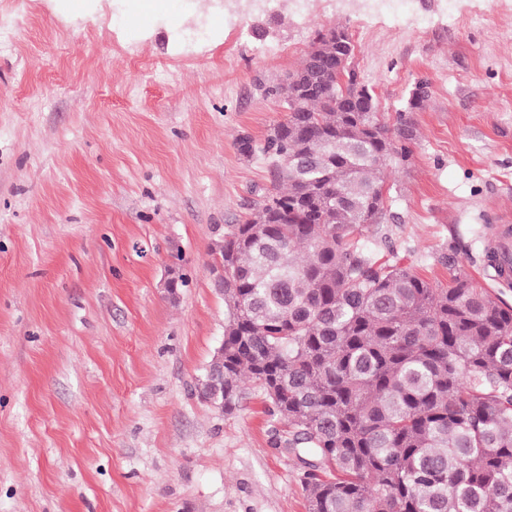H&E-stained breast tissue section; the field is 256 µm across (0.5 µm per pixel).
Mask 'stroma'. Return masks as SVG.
<instances>
[{"mask_svg":"<svg viewBox=\"0 0 512 512\" xmlns=\"http://www.w3.org/2000/svg\"><path fill=\"white\" fill-rule=\"evenodd\" d=\"M175 2L141 23L129 0H0V512H308L260 386L223 414L197 383L227 317L212 245L270 184L237 139L286 119L270 91L319 30L347 28L381 121L408 111L415 133L366 239L433 287L464 274L512 306L485 264L512 225V0H413L398 18L363 0Z\"/></svg>","mask_w":512,"mask_h":512,"instance_id":"1","label":"stroma"}]
</instances>
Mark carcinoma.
Returning <instances> with one entry per match:
<instances>
[{
    "label": "carcinoma",
    "instance_id": "1",
    "mask_svg": "<svg viewBox=\"0 0 512 512\" xmlns=\"http://www.w3.org/2000/svg\"><path fill=\"white\" fill-rule=\"evenodd\" d=\"M254 152L273 188L224 233V410L260 384L310 470L309 512H512V306L464 276L434 288L363 235L386 217L379 118L346 27ZM288 165H283V161Z\"/></svg>",
    "mask_w": 512,
    "mask_h": 512
}]
</instances>
